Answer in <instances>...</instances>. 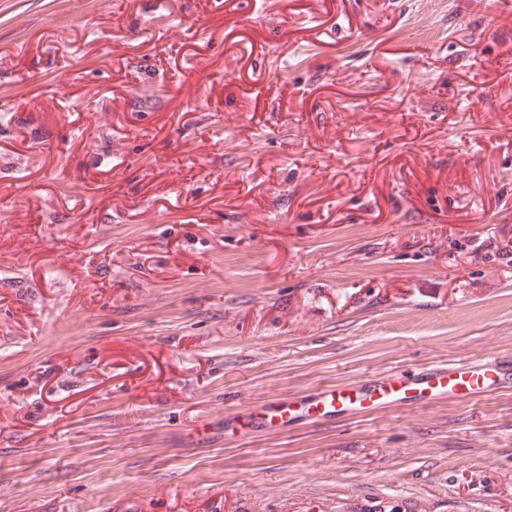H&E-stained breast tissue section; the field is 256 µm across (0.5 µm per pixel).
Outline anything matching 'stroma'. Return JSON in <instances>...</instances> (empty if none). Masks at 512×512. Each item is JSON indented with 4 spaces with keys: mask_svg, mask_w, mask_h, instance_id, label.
Returning <instances> with one entry per match:
<instances>
[{
    "mask_svg": "<svg viewBox=\"0 0 512 512\" xmlns=\"http://www.w3.org/2000/svg\"><path fill=\"white\" fill-rule=\"evenodd\" d=\"M0 0V512H512V5ZM124 158L103 164L102 156ZM501 371L484 365L459 364L441 368L410 378L389 379L370 388L330 387L318 392L295 409L288 402L271 401L265 405L254 423L261 428H286L300 413L328 422L335 415L388 406L409 401H423L437 397L471 394L479 395L496 388Z\"/></svg>",
    "mask_w": 512,
    "mask_h": 512,
    "instance_id": "35a3bbf8",
    "label": "stroma"
}]
</instances>
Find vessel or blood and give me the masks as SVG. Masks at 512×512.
I'll return each mask as SVG.
<instances>
[{
    "label": "vessel or blood",
    "instance_id": "b4317fda",
    "mask_svg": "<svg viewBox=\"0 0 512 512\" xmlns=\"http://www.w3.org/2000/svg\"><path fill=\"white\" fill-rule=\"evenodd\" d=\"M500 381L501 372L498 369L459 364L416 377L385 380L367 389L330 387L318 392L297 409L285 402L272 401L266 404L255 423L260 428H285L303 414L328 422L335 415L371 406H388L461 394L476 396L496 388Z\"/></svg>",
    "mask_w": 512,
    "mask_h": 512
}]
</instances>
